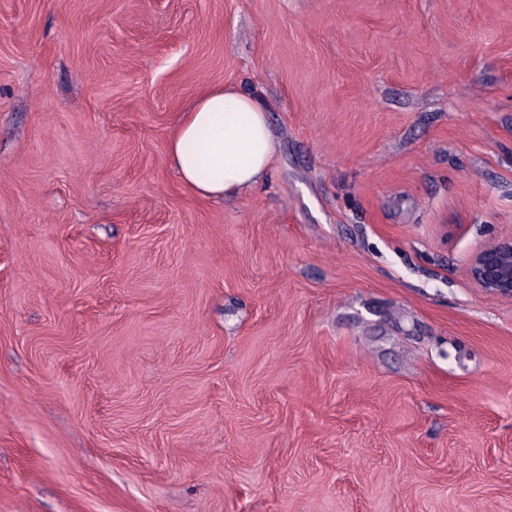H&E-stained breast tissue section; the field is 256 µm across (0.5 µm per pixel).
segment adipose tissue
<instances>
[{
  "mask_svg": "<svg viewBox=\"0 0 512 512\" xmlns=\"http://www.w3.org/2000/svg\"><path fill=\"white\" fill-rule=\"evenodd\" d=\"M168 151L181 184L214 202L263 183L277 157L266 110L232 85L196 97L175 125Z\"/></svg>",
  "mask_w": 512,
  "mask_h": 512,
  "instance_id": "ef3b65f1",
  "label": "adipose tissue"
}]
</instances>
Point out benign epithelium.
Instances as JSON below:
<instances>
[{
  "mask_svg": "<svg viewBox=\"0 0 512 512\" xmlns=\"http://www.w3.org/2000/svg\"><path fill=\"white\" fill-rule=\"evenodd\" d=\"M469 273L484 293L512 297V236L496 239L478 250Z\"/></svg>",
  "mask_w": 512,
  "mask_h": 512,
  "instance_id": "1",
  "label": "benign epithelium"
}]
</instances>
